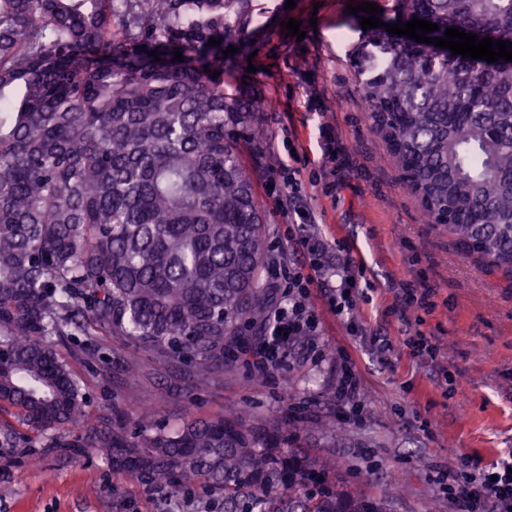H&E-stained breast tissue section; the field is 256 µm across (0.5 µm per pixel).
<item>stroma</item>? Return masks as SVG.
Instances as JSON below:
<instances>
[{
  "mask_svg": "<svg viewBox=\"0 0 512 512\" xmlns=\"http://www.w3.org/2000/svg\"><path fill=\"white\" fill-rule=\"evenodd\" d=\"M294 1L290 10L287 0H253L262 21L256 40L226 58L225 89L244 86L263 104L257 115L263 142L242 144L240 157L255 173L271 255L308 262L302 227L289 223L275 198L287 193L293 168L316 231L347 244L351 258L366 266L374 289L356 319L367 332L390 338L388 363L316 290L308 304L319 322L317 335L303 339L272 375L258 376L253 362L240 360L201 385L195 363L163 360L126 337H98L91 357L80 356V342L72 340L58 350L88 398V422L37 435L14 413L0 412V422L17 433L15 447H0V512H224L223 497L201 487L177 497L153 494L112 472L102 450L88 442L87 426L173 431L184 419L228 406L254 423L289 411L304 426L300 444L336 455L346 481L383 501L388 512H451L439 488L443 475L466 458L489 463L512 452V278L464 257L444 226L423 223L385 143L371 132L350 62L363 30L346 6L359 0ZM292 18L300 20L303 40L287 35L284 23ZM324 121L336 136L332 161L319 132ZM286 138L297 148V161L270 151ZM405 283L431 288L435 308L392 313ZM418 330L434 336L435 361L415 357L404 345ZM340 351L361 380L365 408L358 419L334 395L331 356ZM443 368L455 375L461 394L439 386Z\"/></svg>",
  "mask_w": 512,
  "mask_h": 512,
  "instance_id": "1",
  "label": "stroma"
}]
</instances>
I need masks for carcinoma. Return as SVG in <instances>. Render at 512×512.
Returning a JSON list of instances; mask_svg holds the SVG:
<instances>
[{
    "instance_id": "1",
    "label": "carcinoma",
    "mask_w": 512,
    "mask_h": 512,
    "mask_svg": "<svg viewBox=\"0 0 512 512\" xmlns=\"http://www.w3.org/2000/svg\"><path fill=\"white\" fill-rule=\"evenodd\" d=\"M251 2L0 0V404L31 430L87 418L64 341L127 336L204 383L267 320L266 225L237 145L262 143L263 105L221 75L224 46L260 29ZM415 17L512 42V0H395L384 23ZM352 63L425 222L448 219L464 255L512 275V61L450 59L382 27ZM294 425L227 408L173 434L90 435L112 470L200 484L224 512H387L336 456L288 447Z\"/></svg>"
}]
</instances>
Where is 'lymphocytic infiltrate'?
<instances>
[{"label": "lymphocytic infiltrate", "instance_id": "1", "mask_svg": "<svg viewBox=\"0 0 512 512\" xmlns=\"http://www.w3.org/2000/svg\"><path fill=\"white\" fill-rule=\"evenodd\" d=\"M301 246L310 257L308 268L281 261L272 263L271 286L276 301L264 328L262 351L255 363L266 374L282 370L287 352L298 341L315 335L317 320L308 306L312 290H319L331 310L339 316H354L365 300L369 282L365 269L343 248L333 247L322 236L308 234ZM337 402L359 417L365 408L360 379L345 356H336ZM441 489L455 506V512H512V455L489 464L469 460L461 465L460 477Z\"/></svg>", "mask_w": 512, "mask_h": 512}]
</instances>
